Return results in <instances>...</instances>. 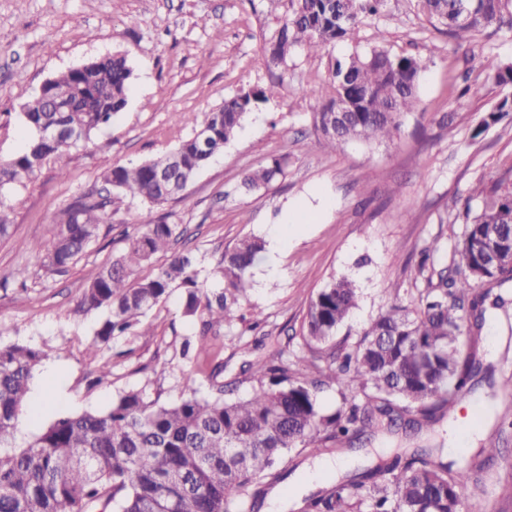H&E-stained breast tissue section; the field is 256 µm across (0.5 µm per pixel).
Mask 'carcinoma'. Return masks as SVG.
I'll list each match as a JSON object with an SVG mask.
<instances>
[{"label": "carcinoma", "mask_w": 512, "mask_h": 512, "mask_svg": "<svg viewBox=\"0 0 512 512\" xmlns=\"http://www.w3.org/2000/svg\"><path fill=\"white\" fill-rule=\"evenodd\" d=\"M418 11L446 31L458 46L487 28L512 31V0H416ZM281 25L266 42L264 64L276 67L290 51L315 53L351 36L364 16L381 13L385 0H289ZM421 66L409 55L380 46L335 60L329 79L310 92L324 98L314 113V128L326 147L352 141L376 143L399 131L404 114L415 110ZM132 69L123 55L90 61L49 80L46 95L24 103L22 115L34 130L16 156L0 160V187L33 181L51 159L76 147L107 126L127 104ZM271 82L202 113L194 134L155 159L113 165L101 175L103 188L77 199L65 212L49 242L32 247L47 274L71 268L95 242L106 208L126 199L161 205L183 193L195 175L229 143L258 104L280 95ZM512 113L505 95L488 114L495 123ZM60 128L78 139H40ZM176 159L164 176L168 156ZM288 159L275 156L244 173L248 192L267 188L286 175ZM503 179H479L464 206L465 227L451 264L428 263L438 251L424 250L418 274L425 287L406 303H391L361 332L349 351L324 352L338 328L357 307L359 294L346 275L333 276L311 297L305 319L306 350L291 361L280 354L247 360L241 374L253 392L224 400L218 377L210 372L216 395L190 396L173 404L151 400L142 390L121 395L101 413L56 419L26 447L8 446L44 354L24 345L0 346V512H260L264 484L279 479L277 466L288 452L318 453L342 440L360 439L387 424L404 421L418 431L455 400L487 384V401L498 390L491 365L484 364L481 332L488 308L504 305L494 289L512 281V265L490 263L482 244L499 234L512 252V192ZM480 199L478 209L471 200ZM176 225L148 217L138 224L126 252L100 268L85 288L80 305L106 310L94 343L145 336L147 313L181 290L180 315L198 321L196 353L207 357L209 334L239 320V302L252 287L250 270L264 243L243 238L224 254L215 271L223 287L206 292L199 282L198 258L190 250L173 253L147 276L138 271L168 252ZM334 386L342 406L320 412L315 392ZM354 390L369 391L373 402L359 405ZM434 448H417L377 463L329 490L305 499V512H486L483 502L466 495L469 483L489 473L501 450L491 444L457 463L435 460Z\"/></svg>", "instance_id": "obj_1"}]
</instances>
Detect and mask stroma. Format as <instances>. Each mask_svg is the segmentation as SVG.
Returning <instances> with one entry per match:
<instances>
[{"label": "stroma", "instance_id": "obj_1", "mask_svg": "<svg viewBox=\"0 0 512 512\" xmlns=\"http://www.w3.org/2000/svg\"><path fill=\"white\" fill-rule=\"evenodd\" d=\"M287 11V0H0V159L22 150L29 131L18 114L46 80L114 54L125 55L133 70L127 106L108 126L49 161L33 182L0 188L11 222L10 238L0 239V344L40 348L44 364L58 368L48 393L30 397L14 447H25L59 416L106 410L130 390L163 403L209 397L217 360L224 363L225 398L246 396L252 385L242 379V362L300 354L310 298L334 275L351 277L359 290L357 308L334 338L337 347L351 349L386 308L388 289L415 299L424 286L417 265L426 246H438L435 266L450 264L463 231V204L477 180L500 177L512 191V118L486 121L503 94L493 76L512 64V32L489 29L460 47L418 13L415 0H387L384 13L365 19L350 39L313 55L296 49L285 65L269 70L265 41ZM376 44L420 62L417 108L403 116L392 141L325 149L313 125L319 102L301 90L324 78L337 57ZM466 73L484 84L483 97L458 98ZM272 81L281 83L280 97L248 115L183 198L155 207L125 201L67 273L45 275L29 244L50 239L68 206L99 186L105 167L166 154L191 134L196 116ZM177 112L183 116L178 125ZM448 112L455 120L441 126ZM273 155L287 156L285 177L245 192L243 173ZM302 205L315 212L314 221L289 227V215ZM146 216L184 229V243L197 253L211 290L220 286L210 273L226 247L245 237L265 244L242 305L245 319L217 336L216 360L183 357L184 341L200 325L181 318L176 292L150 312L151 335L91 345L105 313L83 310V292ZM17 267L29 272L26 287L10 276ZM256 310L265 322L254 329L247 317ZM108 355L112 372L102 378L98 367ZM188 373L193 383H185ZM484 402L479 393L460 400L415 436L362 437L353 448L330 453L345 466L316 482L305 475L319 455L290 452L262 512H299V501L394 450L404 454L444 441L459 446L460 456L471 455L502 418L512 419V396L499 395L491 408ZM500 448L492 479L467 488L487 512H512V432Z\"/></svg>", "mask_w": 512, "mask_h": 512}]
</instances>
